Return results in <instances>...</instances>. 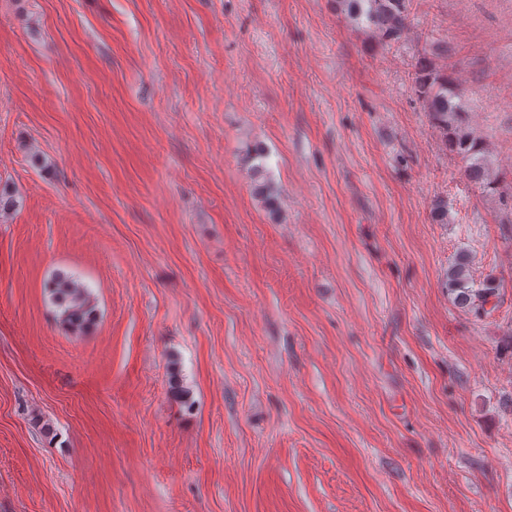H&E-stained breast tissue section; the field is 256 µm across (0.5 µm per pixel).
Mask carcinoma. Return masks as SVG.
I'll use <instances>...</instances> for the list:
<instances>
[{"label":"carcinoma","instance_id":"carcinoma-1","mask_svg":"<svg viewBox=\"0 0 512 512\" xmlns=\"http://www.w3.org/2000/svg\"><path fill=\"white\" fill-rule=\"evenodd\" d=\"M351 14L364 16L385 37L398 36L406 25L405 0H343ZM415 89L433 122L442 130L445 144L466 163L465 176L474 185L495 189L486 161L484 141L476 136L465 120V107L455 81L438 70L429 60H422L416 72ZM456 299L462 305L480 309L488 302L492 288L469 287L470 273L465 260H460L449 274ZM52 300L61 320L77 329L94 313L88 289L70 275H56L51 288Z\"/></svg>","mask_w":512,"mask_h":512}]
</instances>
